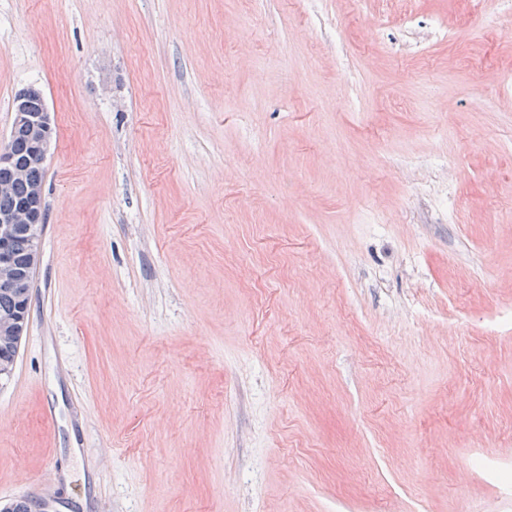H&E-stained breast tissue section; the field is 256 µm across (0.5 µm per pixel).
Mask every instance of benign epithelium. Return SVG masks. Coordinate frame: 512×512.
Returning <instances> with one entry per match:
<instances>
[{"label":"benign epithelium","instance_id":"7a95c632","mask_svg":"<svg viewBox=\"0 0 512 512\" xmlns=\"http://www.w3.org/2000/svg\"><path fill=\"white\" fill-rule=\"evenodd\" d=\"M32 91L20 90L14 99L15 119L13 129L25 131L30 144L27 156L18 153L14 139L0 148V194L11 191L15 181L27 175L28 168L41 166L46 160L48 146L53 137L51 113L47 107H31ZM43 186L33 183L27 197L12 209L0 212V288H26L27 272L36 267L37 251L31 250L27 258L26 270L21 271L15 264L11 244L15 236L23 234L32 242H37L44 229ZM29 303H24L21 312L14 320L3 326L5 335L21 342L27 330Z\"/></svg>","mask_w":512,"mask_h":512}]
</instances>
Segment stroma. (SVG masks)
<instances>
[{"mask_svg":"<svg viewBox=\"0 0 512 512\" xmlns=\"http://www.w3.org/2000/svg\"><path fill=\"white\" fill-rule=\"evenodd\" d=\"M307 10L0 0V145L55 127L0 505L512 512V11Z\"/></svg>","mask_w":512,"mask_h":512,"instance_id":"1","label":"stroma"}]
</instances>
